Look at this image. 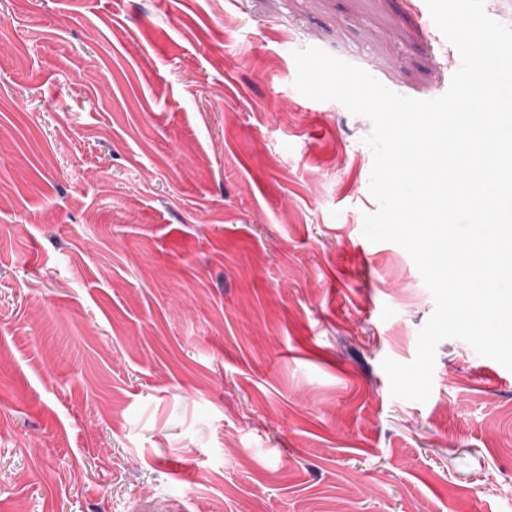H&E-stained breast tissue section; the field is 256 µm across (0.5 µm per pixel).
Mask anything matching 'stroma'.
I'll return each instance as SVG.
<instances>
[{"instance_id": "35a3bbf8", "label": "stroma", "mask_w": 512, "mask_h": 512, "mask_svg": "<svg viewBox=\"0 0 512 512\" xmlns=\"http://www.w3.org/2000/svg\"><path fill=\"white\" fill-rule=\"evenodd\" d=\"M461 58L425 0H0V512H512V371L362 234L367 118Z\"/></svg>"}]
</instances>
